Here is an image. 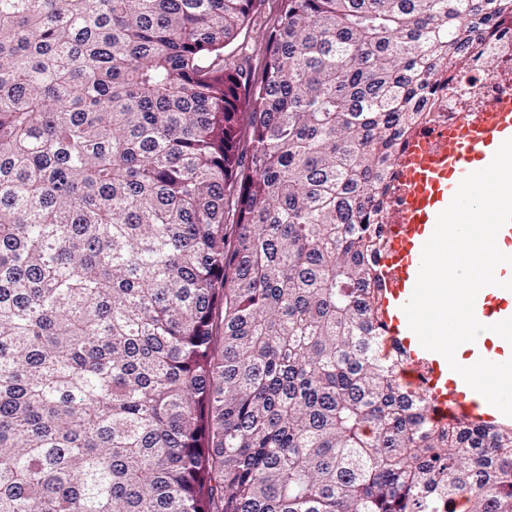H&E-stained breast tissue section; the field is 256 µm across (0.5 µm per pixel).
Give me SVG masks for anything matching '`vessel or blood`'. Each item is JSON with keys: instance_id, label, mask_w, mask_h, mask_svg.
Listing matches in <instances>:
<instances>
[{"instance_id": "1", "label": "vessel or blood", "mask_w": 512, "mask_h": 512, "mask_svg": "<svg viewBox=\"0 0 512 512\" xmlns=\"http://www.w3.org/2000/svg\"><path fill=\"white\" fill-rule=\"evenodd\" d=\"M512 138V96L503 97L493 107L470 115L460 132L441 139L437 147L419 140L399 163V192L403 200L394 214L388 250L392 256L385 272L388 321L393 336L410 335L403 311L417 278V260L432 236L437 217L451 202L460 182L470 173L486 167L506 139ZM413 368H426L434 395L445 412H464L474 420L491 421L496 409L486 400H466L455 389L439 390L438 382L450 367L433 357L422 345H415Z\"/></svg>"}]
</instances>
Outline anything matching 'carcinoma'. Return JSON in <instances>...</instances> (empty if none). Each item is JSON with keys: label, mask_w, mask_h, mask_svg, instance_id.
Masks as SVG:
<instances>
[{"label": "carcinoma", "mask_w": 512, "mask_h": 512, "mask_svg": "<svg viewBox=\"0 0 512 512\" xmlns=\"http://www.w3.org/2000/svg\"><path fill=\"white\" fill-rule=\"evenodd\" d=\"M258 2L0 0V512H512V428L402 382L380 265L512 0H281L256 70Z\"/></svg>", "instance_id": "carcinoma-1"}]
</instances>
